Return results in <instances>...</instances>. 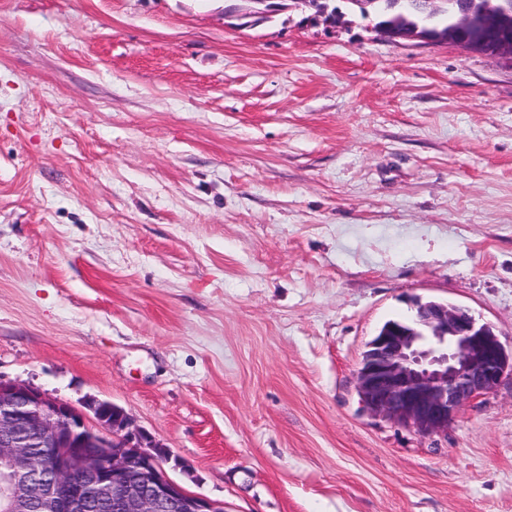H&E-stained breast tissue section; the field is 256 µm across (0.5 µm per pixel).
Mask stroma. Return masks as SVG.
<instances>
[{
    "label": "stroma",
    "mask_w": 512,
    "mask_h": 512,
    "mask_svg": "<svg viewBox=\"0 0 512 512\" xmlns=\"http://www.w3.org/2000/svg\"><path fill=\"white\" fill-rule=\"evenodd\" d=\"M244 0H0V378L106 400L225 512H512L356 372L419 297L512 345V63Z\"/></svg>",
    "instance_id": "1"
}]
</instances>
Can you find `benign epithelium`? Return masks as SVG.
Masks as SVG:
<instances>
[{
	"instance_id": "benign-epithelium-1",
	"label": "benign epithelium",
	"mask_w": 512,
	"mask_h": 512,
	"mask_svg": "<svg viewBox=\"0 0 512 512\" xmlns=\"http://www.w3.org/2000/svg\"><path fill=\"white\" fill-rule=\"evenodd\" d=\"M495 35L460 42L470 53L512 62V13L489 2L460 0L448 40L459 31ZM512 376V353L493 328L446 303L415 298L402 321L389 320L367 344L356 374L374 415L442 434L475 398ZM87 417L21 382L0 379V512H224V504L171 479L163 450L131 429L119 407Z\"/></svg>"
}]
</instances>
